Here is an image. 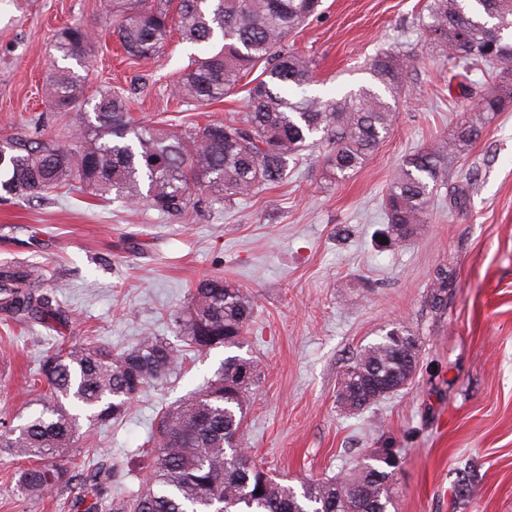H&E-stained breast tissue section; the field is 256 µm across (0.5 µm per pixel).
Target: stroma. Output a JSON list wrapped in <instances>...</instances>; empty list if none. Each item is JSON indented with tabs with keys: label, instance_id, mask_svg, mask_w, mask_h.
<instances>
[{
	"label": "stroma",
	"instance_id": "35a3bbf8",
	"mask_svg": "<svg viewBox=\"0 0 512 512\" xmlns=\"http://www.w3.org/2000/svg\"><path fill=\"white\" fill-rule=\"evenodd\" d=\"M425 0H323L322 12L289 43L315 65V93L333 96L371 85L368 61L382 49L411 58L392 100L389 136L349 178L334 179L326 146L288 181L238 200L170 219L72 186L43 198L0 199V265L37 266L66 312L63 324L0 316V422L14 427L48 401L30 386L40 360L90 339L120 353L143 332L171 336V318L198 280L220 275L256 302L240 350L259 379L250 394L243 445L252 461L285 484L330 479L373 448H396L402 466L388 512H512V104L487 119L471 150L439 186L433 217L406 244L387 248L374 232L382 197L412 151L453 133L462 97L484 83L469 73L448 80V63L427 44ZM108 0H0V137L38 128L45 136L80 124L100 89L130 92L131 112L201 124L245 112L237 94L194 106L174 92L192 49L173 43L147 63L127 60L112 38ZM79 24L96 34L81 108L51 107L45 76L58 55L56 29ZM452 285L429 299L439 267ZM406 323L420 360L411 384L352 413L336 385L384 329ZM228 351L192 356L134 400L122 421H81L70 451L74 470L112 467V491L143 488L141 450L157 415L213 379ZM26 458L0 448V512H67L63 493L17 489ZM472 468L467 496L457 473Z\"/></svg>",
	"mask_w": 512,
	"mask_h": 512
}]
</instances>
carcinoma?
Masks as SVG:
<instances>
[{"mask_svg":"<svg viewBox=\"0 0 512 512\" xmlns=\"http://www.w3.org/2000/svg\"><path fill=\"white\" fill-rule=\"evenodd\" d=\"M319 6L320 0H112V36L127 59L155 57L174 31L180 41L202 48L176 81L184 103L220 101L259 71L247 88V112L189 128L143 124L131 115L125 91L114 86L96 97L94 119L59 136L34 131L5 138L0 190L41 198L76 180L95 196L113 194L176 219L208 200L230 204L279 185L319 143L329 147L326 164L334 179L346 178L389 133L393 112L367 87L331 98L308 93L314 65L288 48V38ZM425 10L427 39L452 67L495 70L479 111H501L512 101V0H427ZM92 45L91 32L81 26L54 34V50L80 66ZM408 61L404 54L381 52L369 72L392 94L404 85ZM84 82L70 68L49 74L52 107H78ZM481 129L482 118L470 116L452 137L416 151L397 168L382 200L385 246L404 244L419 225L430 223L434 192ZM431 288L433 300L443 301L448 270L436 271ZM254 306L239 285L214 276L192 289L179 312L180 347L146 333L120 354L89 342L46 355L38 381L56 402L18 428L0 430L1 448L33 460L20 471L18 487L27 495L69 492L71 512H188L193 505L220 512H388L389 488L401 466V456L390 448H376L343 476L311 480L298 491L232 449V437L242 442L256 377L254 362L238 355L224 357L205 388L161 413L147 440L153 456L149 486L114 498L100 464L83 477L72 471L67 456L79 425L64 401L90 412L95 424L118 419L132 400L175 373L186 353L238 346ZM0 312L64 320L60 305L42 292L39 276L21 266L0 268ZM410 335L409 326L397 323L367 345L340 376L337 396H352L365 376L391 377L406 386L413 368L396 337Z\"/></svg>","mask_w":512,"mask_h":512,"instance_id":"cac0c4a2","label":"carcinoma"}]
</instances>
